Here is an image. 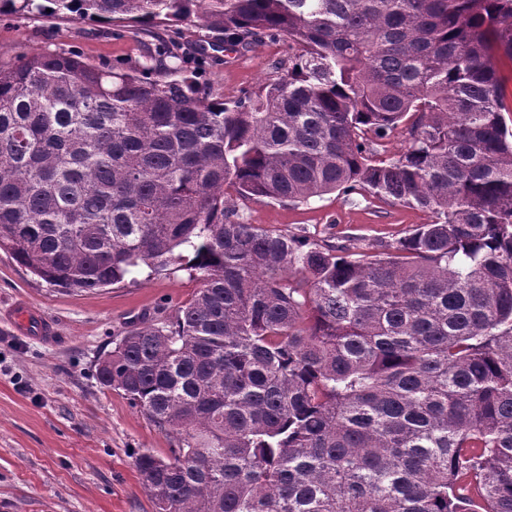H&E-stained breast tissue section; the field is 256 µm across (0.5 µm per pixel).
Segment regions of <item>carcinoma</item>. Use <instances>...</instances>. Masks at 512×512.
Returning a JSON list of instances; mask_svg holds the SVG:
<instances>
[{"mask_svg":"<svg viewBox=\"0 0 512 512\" xmlns=\"http://www.w3.org/2000/svg\"><path fill=\"white\" fill-rule=\"evenodd\" d=\"M196 17L296 48L228 105L150 65L0 67V250L92 291L200 281L130 323L100 383L179 435L154 512H512V0H0V15ZM392 137L402 152L382 157ZM241 198L366 193L434 220L359 258Z\"/></svg>","mask_w":512,"mask_h":512,"instance_id":"obj_1","label":"carcinoma"}]
</instances>
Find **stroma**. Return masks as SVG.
<instances>
[{
    "label": "stroma",
    "instance_id": "35a3bbf8",
    "mask_svg": "<svg viewBox=\"0 0 512 512\" xmlns=\"http://www.w3.org/2000/svg\"><path fill=\"white\" fill-rule=\"evenodd\" d=\"M170 42L179 45V76L228 103L275 75L289 53L287 41L269 37L223 49L220 35L195 18L139 33L71 13L0 16L5 67L24 55L65 51L105 70L120 69ZM234 208L262 228L361 254L431 220L428 212L357 194L331 193L298 205L238 199ZM198 286L189 271L173 266L93 292H66L0 250V512H154L135 457L146 449L168 454L176 437L105 389L96 365L127 323L174 313ZM19 301L54 325L52 339L22 334L4 317Z\"/></svg>",
    "mask_w": 512,
    "mask_h": 512
}]
</instances>
